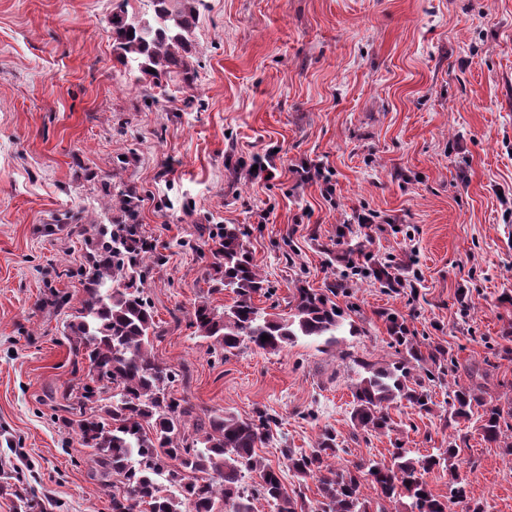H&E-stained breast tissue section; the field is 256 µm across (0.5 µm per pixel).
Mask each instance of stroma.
Instances as JSON below:
<instances>
[{
  "label": "stroma",
  "mask_w": 512,
  "mask_h": 512,
  "mask_svg": "<svg viewBox=\"0 0 512 512\" xmlns=\"http://www.w3.org/2000/svg\"><path fill=\"white\" fill-rule=\"evenodd\" d=\"M196 81L153 87L115 57L112 0H0V512L32 488L43 512H108L109 489L58 420L76 384L52 291L80 300L65 267L84 261L79 228L124 220L103 183L138 201L158 263L145 288L160 360L197 412L277 419L259 455L312 448L331 428L338 465L456 444L468 506L512 512V455L481 419L453 421L448 389L477 385L512 405V0H204ZM271 176L251 178L255 162ZM318 164L328 180L300 181ZM368 218V228L357 225ZM238 225L284 313L297 288L339 286L362 333L227 356L194 335L212 290L219 226ZM392 265L405 282L374 277ZM405 318L422 350L453 358L430 383L432 413L391 408L392 429L353 440L357 360L394 358L383 319Z\"/></svg>",
  "instance_id": "stroma-1"
}]
</instances>
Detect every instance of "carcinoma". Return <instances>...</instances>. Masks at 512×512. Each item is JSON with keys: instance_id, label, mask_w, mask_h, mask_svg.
<instances>
[{"instance_id": "carcinoma-1", "label": "carcinoma", "mask_w": 512, "mask_h": 512, "mask_svg": "<svg viewBox=\"0 0 512 512\" xmlns=\"http://www.w3.org/2000/svg\"><path fill=\"white\" fill-rule=\"evenodd\" d=\"M204 0H147V10L129 11V0H117L109 19L116 60L163 85L172 75L193 87L195 66L191 34ZM89 251L80 268L83 298L72 304L58 293L55 305L67 310L64 329L70 343L77 386L63 397L71 404L62 417L81 445L91 449L92 473L117 477L121 490L110 495L111 512H254L260 498L275 512H448V502L466 498V479L454 470L459 449L436 455H414L404 443H393L390 463L360 462L338 467L336 433L323 431L308 452L280 449L288 471L300 481L316 480L318 498L307 500L302 487L286 488L282 470L257 453L276 419L263 410L249 418L228 413L201 415L173 392L177 370L151 353L161 336L145 291L151 270L150 246L135 224L93 223L80 230ZM209 281L234 294L220 311L207 301L194 306L191 327L213 347L232 354L243 347L275 352L305 336L327 346L339 342L344 311L328 293L299 288L289 311L267 313L254 296L267 291L265 279L234 224L214 250ZM397 359L385 363L355 360L363 374L352 387L351 422L365 432L390 431L388 409L402 401L420 412H431L433 401L425 381L442 368L445 350L423 353L404 321L386 315ZM269 340H262V336ZM455 420H467L474 407H484L483 438L512 453V442L501 444L511 429L512 407L486 406L476 388L456 384L448 389ZM442 462L453 470L449 496L435 494L424 475ZM379 503L371 510L364 489ZM396 507L388 509L385 503Z\"/></svg>"}]
</instances>
